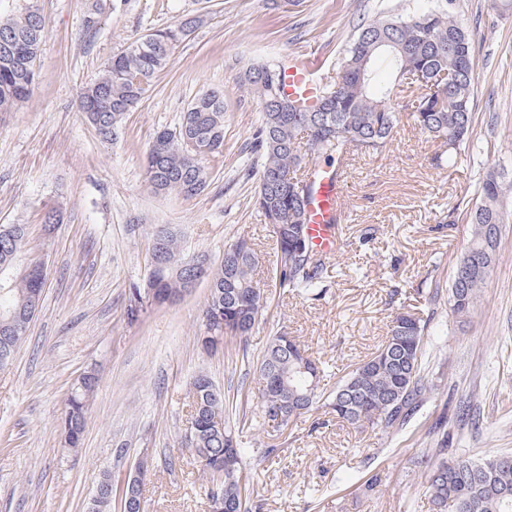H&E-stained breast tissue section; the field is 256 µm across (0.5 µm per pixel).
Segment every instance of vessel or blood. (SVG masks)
<instances>
[{"mask_svg":"<svg viewBox=\"0 0 512 512\" xmlns=\"http://www.w3.org/2000/svg\"><path fill=\"white\" fill-rule=\"evenodd\" d=\"M322 64L318 59L294 55L280 67V85L283 92L301 107L319 104L323 83ZM311 184V221L307 226L316 251L330 257L342 250L338 224L344 209L343 181L337 171L317 168L309 176Z\"/></svg>","mask_w":512,"mask_h":512,"instance_id":"obj_1","label":"vessel or blood"}]
</instances>
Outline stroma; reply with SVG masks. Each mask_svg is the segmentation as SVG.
I'll return each mask as SVG.
<instances>
[{
  "label": "stroma",
  "mask_w": 512,
  "mask_h": 512,
  "mask_svg": "<svg viewBox=\"0 0 512 512\" xmlns=\"http://www.w3.org/2000/svg\"><path fill=\"white\" fill-rule=\"evenodd\" d=\"M430 0H0V18L33 5L46 20L31 98L0 113V225L22 224L19 265L44 264L43 303L13 359L0 368V512H86L99 476L114 487L138 459L152 467L146 512H208L205 480L182 448L191 382L207 373L223 390L245 447H277L250 466V512H431L426 476L412 460L447 437L449 459L512 455V223L466 324L436 314L424 358L430 391L403 427L358 429L325 409L285 426L264 421L256 368L278 332L324 367L319 388L368 358L399 312L427 314L432 288H447L469 239L449 208L475 203L486 168L512 164V8L454 0L474 40V132L453 166L431 164L436 142L401 112L389 152L341 161L346 246L326 259L319 297L275 278V238L255 205L261 160L251 150L261 121L244 81L251 67L291 54L321 59L333 81L359 27L387 14L419 12ZM196 30L175 49L115 139L99 137L79 110L82 89L134 39L188 17ZM224 98V150L209 158L200 196L154 194L144 156L155 133L177 127L199 94ZM61 211L45 234V207ZM166 225L185 253L220 262L226 243H253L264 310L247 339L218 352L197 344L209 297L200 283L170 306L127 314L129 290L149 274L151 232ZM98 387L78 450L64 444L60 416L79 377ZM480 414L458 421V398ZM373 490H365L369 479Z\"/></svg>",
  "instance_id": "35a3bbf8"
}]
</instances>
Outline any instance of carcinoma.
<instances>
[{"mask_svg": "<svg viewBox=\"0 0 512 512\" xmlns=\"http://www.w3.org/2000/svg\"><path fill=\"white\" fill-rule=\"evenodd\" d=\"M200 23L187 17L128 44L105 65L101 76L80 94L79 109L108 140L117 134L124 115L134 110L158 72L165 69L177 44ZM46 28L45 19L25 8L0 18V112H12L28 99L36 79V62ZM397 76L411 75L424 92L409 105L396 103L391 89L377 83L379 63ZM338 88L321 97V105L303 110L281 91L278 65L249 69L246 80L257 94L262 120L251 148L262 159L256 206L268 224L282 227L276 235V278L279 286L303 296H319L323 270L307 234L297 235L295 225L307 223L301 196L310 194L306 168L309 154L342 157L350 153L380 155L391 145L399 109H411L419 130L440 143L431 163L443 168L467 145L473 134L476 60L473 42L461 22L436 4L417 14L387 15L362 26L346 50ZM224 146V99L216 91L195 98L178 128L158 132L147 153V180L157 194L176 193L184 198L200 195L209 186L208 158ZM269 174L290 175L301 194L283 184L265 181ZM512 190V172L504 167L488 171L482 180L479 202L466 211L471 226L467 246L452 270L448 283V311L459 323L470 317L481 288L494 266L501 236L489 235L488 225L508 223L506 193ZM25 242V227L0 225V322L15 313L25 300L41 301L44 268L32 263L17 268L15 260ZM243 254L236 284L243 299L232 309L224 306V264L208 265L205 275L209 298L203 311V332L224 331L244 338L251 334L263 308L264 293L253 280L255 250L245 239L224 247V255ZM189 264L177 233L163 240L156 264L150 268L148 288L156 290L158 305L166 304L187 287ZM146 288V289H148ZM146 289L131 293L128 316L136 318ZM433 315L417 317L399 313L391 321L385 342L369 358L339 380L328 395L317 392L319 362L288 333L273 337L258 369L264 418L274 421L271 410L285 399V392L307 395L303 411L282 413L281 425L323 402L337 418L355 427L393 429L403 426L418 410L429 390L423 373V356ZM97 377L88 376L75 388L62 412L68 443L79 447L87 421L84 401L93 394ZM206 414L224 424V433L206 426L185 447L207 480V500L222 494L238 512H248L243 471L252 457L264 460L278 455L276 448L240 446L236 425L230 420L224 397L208 402ZM445 442L428 448L414 465L427 477L426 492L433 512H460L465 497L476 501V512H512V462L489 455L448 462Z\"/></svg>", "mask_w": 512, "mask_h": 512, "instance_id": "carcinoma-1", "label": "carcinoma"}]
</instances>
